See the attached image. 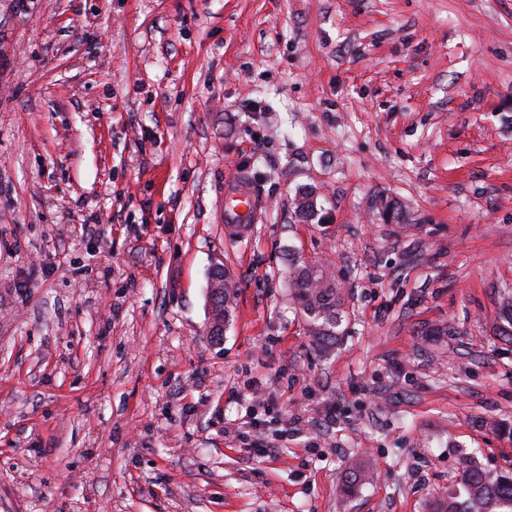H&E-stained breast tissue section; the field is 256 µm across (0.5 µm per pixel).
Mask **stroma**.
Wrapping results in <instances>:
<instances>
[{"mask_svg":"<svg viewBox=\"0 0 512 512\" xmlns=\"http://www.w3.org/2000/svg\"><path fill=\"white\" fill-rule=\"evenodd\" d=\"M507 292L512 0H0V512H429L512 473ZM232 189H228L224 196V222L225 224H240L241 215L248 213L257 216L260 203L256 195L246 190L239 179L233 181ZM295 215L303 221H313L322 211L318 204V195L312 188L301 187L295 194ZM371 208L384 224H401L404 220L403 208L394 198L375 196L371 201ZM289 288L308 324L309 335L323 352L343 338L344 319L339 287L320 262H298L291 272ZM209 275L218 279V282L224 283L223 295L220 296L218 300V306L220 309L219 314H222L224 317V322L222 318H216V310L213 308V297L212 293L207 290V306H208V332L209 331H219L221 335L224 333V324L229 319L231 306L234 302L235 296L237 295L238 284L234 280V278L223 268L222 271H215L213 265L210 268ZM223 279V281H221Z\"/></svg>","mask_w":512,"mask_h":512,"instance_id":"35a3bbf8","label":"stroma"}]
</instances>
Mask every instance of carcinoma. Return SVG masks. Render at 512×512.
<instances>
[{
	"mask_svg": "<svg viewBox=\"0 0 512 512\" xmlns=\"http://www.w3.org/2000/svg\"><path fill=\"white\" fill-rule=\"evenodd\" d=\"M371 208L385 224H400L404 220L401 204L394 198L376 196ZM322 211L318 195L312 188L301 187L295 194V215L313 221ZM209 275L223 281V295L218 300L220 314L229 319L238 284L225 270H210ZM289 288L293 299L308 324L314 344L323 352L334 348L341 340L340 326L344 319L339 287L332 275L318 262L296 264L290 276ZM500 334L512 337V295L503 298L499 308ZM464 500L451 496L433 503L432 512H512V475L505 473L493 478L484 471L469 467L463 471Z\"/></svg>",
	"mask_w": 512,
	"mask_h": 512,
	"instance_id": "carcinoma-1",
	"label": "carcinoma"
}]
</instances>
